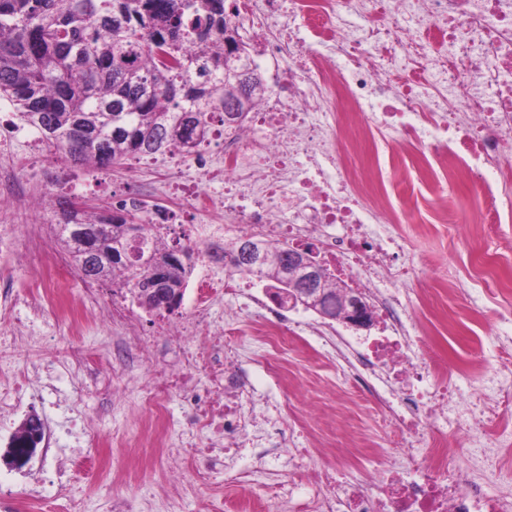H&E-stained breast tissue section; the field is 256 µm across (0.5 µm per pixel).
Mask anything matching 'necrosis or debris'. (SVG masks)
I'll list each match as a JSON object with an SVG mask.
<instances>
[{
    "label": "necrosis or debris",
    "instance_id": "obj_1",
    "mask_svg": "<svg viewBox=\"0 0 512 512\" xmlns=\"http://www.w3.org/2000/svg\"><path fill=\"white\" fill-rule=\"evenodd\" d=\"M232 22L258 37L271 65L268 91L241 123L228 127L223 111L208 113L207 136L179 157L142 153L130 162L146 177L144 193L176 204L145 216L149 238L181 224L194 248L188 308L155 329L182 348L180 364L142 385L140 407L163 420L174 401L189 404L180 444L202 482L215 449L228 462L248 445L294 449L293 471L270 487L264 512H283L313 481L330 489L321 512H512V486L488 462L494 442L508 437L499 423L512 412V352L480 370L473 350L457 354L458 369L478 370L481 382L475 399L460 393L436 347L457 334L462 284L433 272L425 322L413 328L397 291L412 275L407 242L391 230L451 224L467 237L490 232L465 210H492L499 187L512 184V0H236ZM460 186L468 197L449 210L445 192ZM229 235L316 247L329 279L368 294L379 335L318 338L342 393L353 381L368 383L362 401L384 424L371 467H361L358 448L309 467L295 423L256 421L243 357L285 350L314 320L290 313L260 271L226 266L214 246ZM82 291L96 319L122 331L113 371L128 376L153 363L155 344L125 299L101 305L94 282ZM220 302L254 311L251 336L212 333ZM451 419L485 435L473 442L466 470L444 428ZM400 459L419 460L423 476L404 478ZM492 481L496 490L486 492Z\"/></svg>",
    "mask_w": 512,
    "mask_h": 512
}]
</instances>
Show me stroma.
I'll list each match as a JSON object with an SVG mask.
<instances>
[{
	"label": "stroma",
	"mask_w": 512,
	"mask_h": 512,
	"mask_svg": "<svg viewBox=\"0 0 512 512\" xmlns=\"http://www.w3.org/2000/svg\"><path fill=\"white\" fill-rule=\"evenodd\" d=\"M27 185L39 188L43 205L40 211L11 216L15 245L0 252V330L18 338L12 363L0 367V386L26 381L30 387L15 414L8 418L0 414V425L14 427L26 416L38 415L54 429L56 447L53 456L40 451L27 465L17 468L4 460L6 445L0 442V484L11 488L21 500L34 488L61 502L77 496L83 499L85 512H231L237 499L264 497L267 485L287 479V456H280L268 467L257 449L249 448L240 456L239 464L264 469L262 483L226 481L224 469L218 465L205 486L193 484V463L183 449L172 446L161 451L145 443L150 435L160 439L167 436L164 425L149 419L137 399L138 387L151 377V370L137 369L125 395L113 397L111 325L102 323L93 335L78 336L72 334L66 317L60 314L41 335L28 334L33 317L28 304L36 295L34 284L41 272L40 262L31 251L30 229L39 228L47 246L57 248L51 226L62 211V202L70 199L106 210L112 204L114 188L93 182L73 193L55 185L42 188L34 171L29 173ZM396 230L408 238L418 260L415 281L406 288V313L413 319L424 315L418 290L426 285L435 267L454 268L476 307L483 304L486 283L474 273L475 258L488 251L497 253L496 281L512 282V249L503 246L504 240L512 241V223L498 225L495 233L484 237L426 233L416 224H400ZM475 337L482 341L481 363L497 362L504 347L512 345V322L487 312L477 318L463 317L460 336L451 345H440L438 351L444 355L451 349H467ZM33 346L51 366V374L29 377L26 359ZM283 361L288 365V380L281 383L273 378L269 362L244 360L256 395V410L273 417L283 408L289 416L299 417L309 402H321L323 415L305 425L311 433L316 465L332 463L334 455L348 448H372L380 442L381 427L363 404L341 406L327 387L334 370L313 340H297ZM76 415L88 421V430L67 429V417ZM109 432L115 438L107 446L101 436ZM75 448L95 459L97 466L89 475L72 481L60 464Z\"/></svg>",
	"instance_id": "1"
}]
</instances>
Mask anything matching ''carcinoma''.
<instances>
[{
  "label": "carcinoma",
  "instance_id": "obj_1",
  "mask_svg": "<svg viewBox=\"0 0 512 512\" xmlns=\"http://www.w3.org/2000/svg\"><path fill=\"white\" fill-rule=\"evenodd\" d=\"M227 0H0V98L52 147L78 162L116 166L136 153L187 147L206 115L256 94L225 73L244 70L245 43ZM232 51L212 50L215 40ZM163 48L174 59L159 58ZM55 235L85 276L135 293L152 279L144 259L171 246L145 244L134 214L65 212ZM262 274L285 291L290 249L269 244ZM170 257L159 289L180 307L193 250Z\"/></svg>",
  "mask_w": 512,
  "mask_h": 512
}]
</instances>
